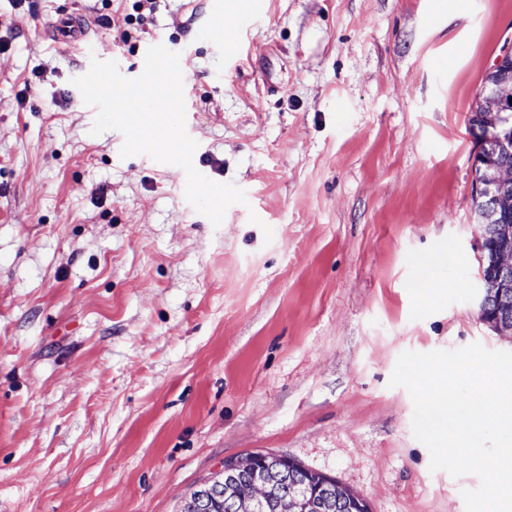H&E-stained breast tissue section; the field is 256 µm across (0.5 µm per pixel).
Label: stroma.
Returning <instances> with one entry per match:
<instances>
[{
  "instance_id": "1",
  "label": "stroma",
  "mask_w": 512,
  "mask_h": 512,
  "mask_svg": "<svg viewBox=\"0 0 512 512\" xmlns=\"http://www.w3.org/2000/svg\"><path fill=\"white\" fill-rule=\"evenodd\" d=\"M209 12L0 0V512H180L252 452L370 512H465L478 478L430 472L389 381L405 351H512L473 299L469 126L512 0H265L235 59ZM73 13L113 23L56 42ZM159 39L195 168L246 194L217 226L72 83Z\"/></svg>"
}]
</instances>
